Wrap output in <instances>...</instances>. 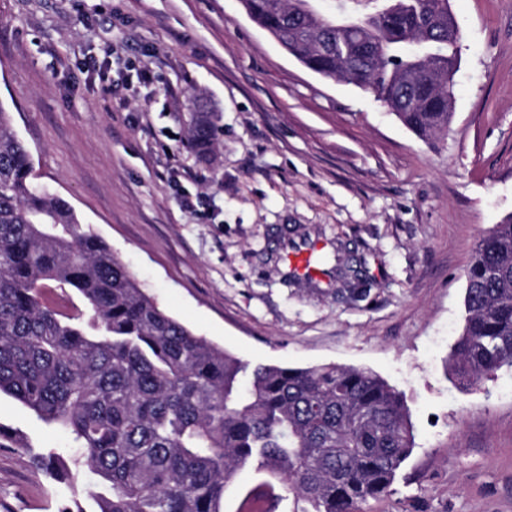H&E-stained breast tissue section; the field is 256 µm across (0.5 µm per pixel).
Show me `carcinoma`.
Wrapping results in <instances>:
<instances>
[{
    "label": "carcinoma",
    "instance_id": "1",
    "mask_svg": "<svg viewBox=\"0 0 512 512\" xmlns=\"http://www.w3.org/2000/svg\"><path fill=\"white\" fill-rule=\"evenodd\" d=\"M361 26L308 14V0H242L255 22L310 70L348 79L421 138L448 129L459 27L449 0H359ZM207 112L188 146L212 152ZM78 293L82 306L69 294ZM465 319L448 358L467 390L512 370V215L478 241ZM0 393L61 427L65 448L34 453L54 479L97 476V512H224V489L253 466L269 479L243 503L279 498L293 512H362L409 458L415 435L400 392L369 369L254 368L168 315L71 204L36 180L0 105Z\"/></svg>",
    "mask_w": 512,
    "mask_h": 512
}]
</instances>
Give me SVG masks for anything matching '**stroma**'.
Wrapping results in <instances>:
<instances>
[{
	"label": "stroma",
	"mask_w": 512,
	"mask_h": 512,
	"mask_svg": "<svg viewBox=\"0 0 512 512\" xmlns=\"http://www.w3.org/2000/svg\"><path fill=\"white\" fill-rule=\"evenodd\" d=\"M450 6L453 118L426 141L240 0H0V104L39 181L162 308L249 365L365 367L403 395L415 448L368 512H512V372L467 391L447 376L476 243L512 213V0ZM200 92L208 160L187 146ZM300 235L339 249L349 286L284 281L280 246ZM0 428L67 445L4 394ZM69 494L0 448V512Z\"/></svg>",
	"instance_id": "35a3bbf8"
}]
</instances>
